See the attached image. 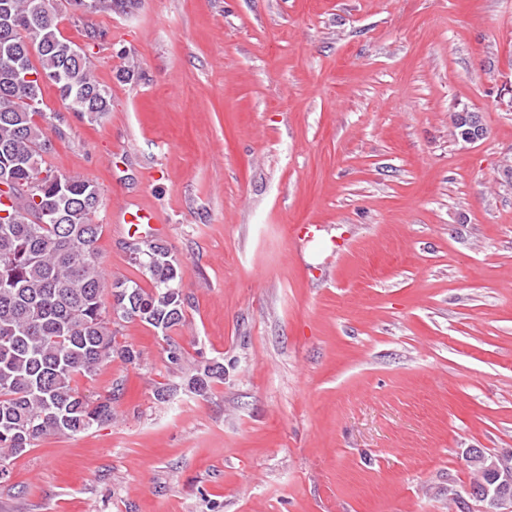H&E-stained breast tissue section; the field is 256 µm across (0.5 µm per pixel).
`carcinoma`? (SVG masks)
<instances>
[{"label":"carcinoma","instance_id":"1","mask_svg":"<svg viewBox=\"0 0 512 512\" xmlns=\"http://www.w3.org/2000/svg\"><path fill=\"white\" fill-rule=\"evenodd\" d=\"M56 0H0V186L22 189L1 201L0 189V481L8 461L47 436L102 426L114 399L95 400L78 386L117 357L138 360L117 342L112 326L138 320L162 334L171 368L184 369L185 352L169 332L183 323L187 297L178 261L162 243L134 239L131 265L150 287L109 280L96 250L103 225L93 222L97 186L44 167L49 133L61 134L40 108L42 87L55 86L62 103L91 119L110 110L84 51L62 37ZM89 13L122 8L128 0H66ZM224 381V363L207 361L181 376L199 396Z\"/></svg>","mask_w":512,"mask_h":512}]
</instances>
